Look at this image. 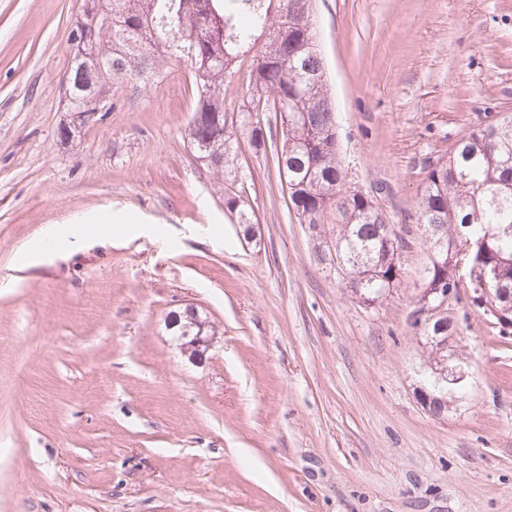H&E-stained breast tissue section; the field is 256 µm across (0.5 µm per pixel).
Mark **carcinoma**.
Listing matches in <instances>:
<instances>
[{
    "instance_id": "1",
    "label": "carcinoma",
    "mask_w": 512,
    "mask_h": 512,
    "mask_svg": "<svg viewBox=\"0 0 512 512\" xmlns=\"http://www.w3.org/2000/svg\"><path fill=\"white\" fill-rule=\"evenodd\" d=\"M112 23L84 13L77 30L94 39L96 78L158 76L165 59L185 62L197 102L187 138L194 157L224 175L237 140L227 124L224 79L249 63L248 96L238 109L241 124L255 112L288 111L282 148L273 157L286 170L288 198L300 223L319 230L328 210L343 227L336 255L347 272V287L375 302L396 284V225L367 195L351 189L338 157L335 111L327 94L325 64L310 21L311 0H110ZM288 14V30L280 19ZM238 223L251 226L240 195L225 200ZM422 234L444 239L445 251L430 261L425 288L458 291L512 289V117L491 118L460 140L446 158L429 166L417 204ZM465 252V284L452 282L453 267Z\"/></svg>"
}]
</instances>
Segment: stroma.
<instances>
[{
    "label": "stroma",
    "mask_w": 512,
    "mask_h": 512,
    "mask_svg": "<svg viewBox=\"0 0 512 512\" xmlns=\"http://www.w3.org/2000/svg\"><path fill=\"white\" fill-rule=\"evenodd\" d=\"M83 4L0 0V512H512V335L452 305L469 377L436 418L409 324L428 167L512 115V0L312 2L346 181L405 241L369 306L338 213L313 238L249 133L242 184L195 161L182 62L104 84L111 112L64 139ZM189 306L217 333L200 362L167 328Z\"/></svg>",
    "instance_id": "obj_1"
}]
</instances>
